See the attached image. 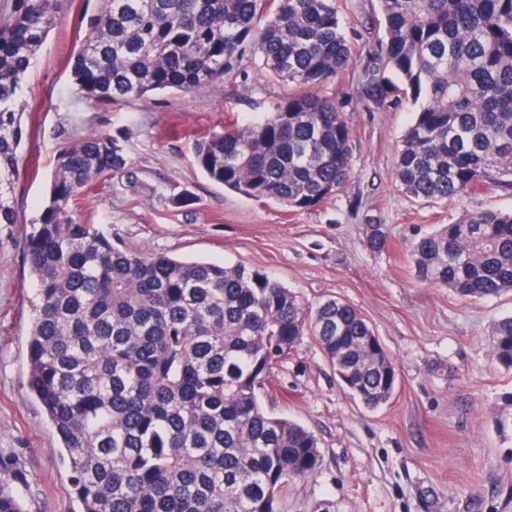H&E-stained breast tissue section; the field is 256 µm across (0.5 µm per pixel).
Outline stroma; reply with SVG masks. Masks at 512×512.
<instances>
[{"label": "stroma", "mask_w": 512, "mask_h": 512, "mask_svg": "<svg viewBox=\"0 0 512 512\" xmlns=\"http://www.w3.org/2000/svg\"><path fill=\"white\" fill-rule=\"evenodd\" d=\"M353 56L320 89L352 134L354 175L309 210L257 201L207 179L193 162L196 139L227 116L261 119L288 85L248 65L246 91L164 92L100 108L81 99L70 59L92 0L70 11L37 55L27 102L19 224L0 230V480L24 493L26 512H74L67 458L28 385L27 332L33 283L23 264L26 226L46 196L56 151L94 132L119 138L128 173L101 179L78 217L120 247L263 271L309 307L329 298L358 309L396 364L391 400L367 408L344 389L313 337L274 365L260 399L276 416L319 440L320 468L288 491V512H512V371L491 355V331L512 315V292L480 300L416 281L408 248L463 211L512 212V193L448 201L409 199L396 154L410 125L409 103L363 97L368 49L382 36L372 0H336ZM388 238L367 247L369 225Z\"/></svg>", "instance_id": "1"}]
</instances>
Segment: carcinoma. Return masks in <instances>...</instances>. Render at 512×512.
Returning a JSON list of instances; mask_svg holds the SVG:
<instances>
[{"instance_id":"1","label":"carcinoma","mask_w":512,"mask_h":512,"mask_svg":"<svg viewBox=\"0 0 512 512\" xmlns=\"http://www.w3.org/2000/svg\"><path fill=\"white\" fill-rule=\"evenodd\" d=\"M73 0L0 9V226L19 223L22 88ZM71 76L100 107L159 92L224 89L246 59L294 87L259 122L196 140L213 182L311 209L352 178L351 130L318 89L350 65L333 0H96ZM383 39L365 97L412 102L397 155L410 198L512 190V0H377ZM92 133L57 151L48 199L24 239L34 284L28 382L66 452L77 512H288V491L320 466L316 436L266 411L272 366L315 337L346 389L376 408L398 373L366 320L333 298L310 309L267 274L145 254L77 219L79 200L126 167ZM414 276L462 298L512 292V213L465 211L420 238ZM512 369V316L492 327ZM0 512H24L0 484Z\"/></svg>"}]
</instances>
